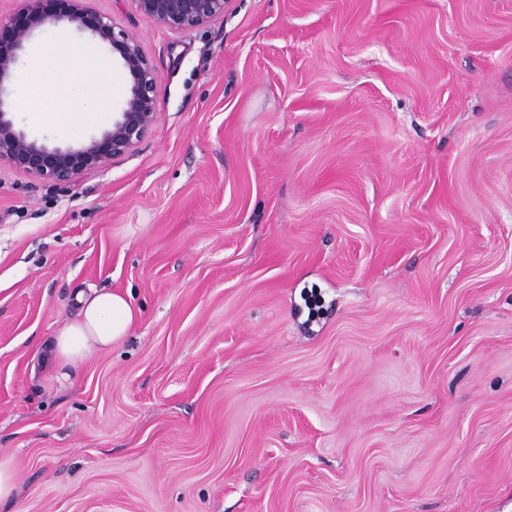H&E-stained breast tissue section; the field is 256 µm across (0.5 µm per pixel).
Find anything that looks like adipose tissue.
Segmentation results:
<instances>
[{
    "label": "adipose tissue",
    "mask_w": 512,
    "mask_h": 512,
    "mask_svg": "<svg viewBox=\"0 0 512 512\" xmlns=\"http://www.w3.org/2000/svg\"><path fill=\"white\" fill-rule=\"evenodd\" d=\"M31 64L17 80L19 102L36 121L63 129L89 122L111 100L115 90L112 66L90 51L60 37L30 47ZM76 312L58 330L46 357L58 383L97 350L129 336L137 313L128 297L93 289L76 297Z\"/></svg>",
    "instance_id": "ef3b65f1"
}]
</instances>
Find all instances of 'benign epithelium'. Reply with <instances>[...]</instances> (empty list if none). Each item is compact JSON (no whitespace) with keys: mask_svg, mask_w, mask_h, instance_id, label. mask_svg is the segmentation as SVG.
Listing matches in <instances>:
<instances>
[{"mask_svg":"<svg viewBox=\"0 0 512 512\" xmlns=\"http://www.w3.org/2000/svg\"><path fill=\"white\" fill-rule=\"evenodd\" d=\"M16 13L0 18V29L11 34L9 46L0 47V88L14 70L16 51L37 30L65 23L78 32L88 31L112 55L129 77L128 94L112 117V126L76 147H50L15 128L0 101V163L35 181L55 187L76 182L85 172L133 152L157 120L160 77L140 42L120 28L114 18L100 14L90 0H63L49 12L43 0H17ZM137 13L174 32L202 27L224 17L227 0H129Z\"/></svg>","mask_w":512,"mask_h":512,"instance_id":"benign-epithelium-1","label":"benign epithelium"}]
</instances>
